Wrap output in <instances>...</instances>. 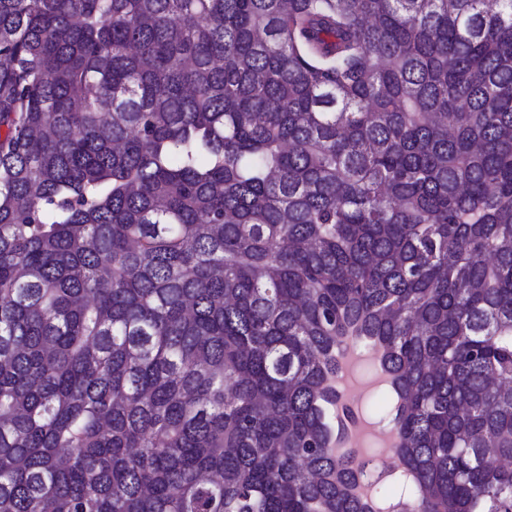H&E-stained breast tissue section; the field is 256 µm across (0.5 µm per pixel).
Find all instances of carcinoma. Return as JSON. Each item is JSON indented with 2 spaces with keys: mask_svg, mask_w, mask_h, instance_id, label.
<instances>
[{
  "mask_svg": "<svg viewBox=\"0 0 512 512\" xmlns=\"http://www.w3.org/2000/svg\"><path fill=\"white\" fill-rule=\"evenodd\" d=\"M512 512V0H0V512ZM346 374L340 370L333 381L336 385V392L339 394L336 402V422L342 427V444L346 447H358L363 436L369 431V427L359 417L352 416L350 409L346 407L343 396V390L346 387ZM390 396L385 389L374 390L359 408H355L358 414L364 415L366 418L381 427L390 425L389 416L386 411L389 407Z\"/></svg>",
  "mask_w": 512,
  "mask_h": 512,
  "instance_id": "1",
  "label": "carcinoma"
}]
</instances>
